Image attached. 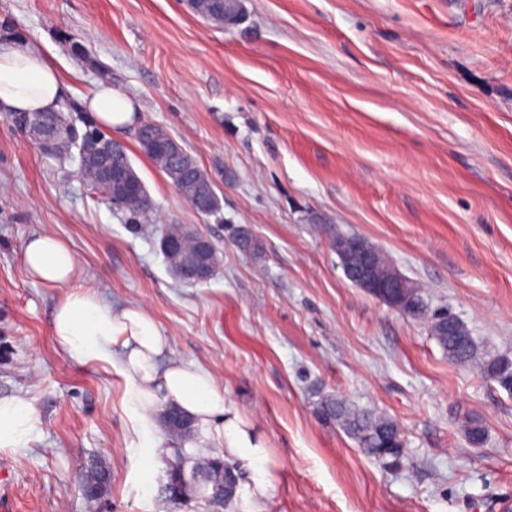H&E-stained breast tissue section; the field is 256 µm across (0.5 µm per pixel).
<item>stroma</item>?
Instances as JSON below:
<instances>
[{"instance_id":"1","label":"stroma","mask_w":512,"mask_h":512,"mask_svg":"<svg viewBox=\"0 0 512 512\" xmlns=\"http://www.w3.org/2000/svg\"><path fill=\"white\" fill-rule=\"evenodd\" d=\"M220 28L184 0H0V43L39 49L66 98L100 83L129 95L218 180L220 211L197 214L113 132L154 211L126 223L77 166L44 157L0 112V399L30 403L36 429L0 451L11 512H89L79 475L112 469L96 512H214L206 494L170 500L178 456L220 453L203 431L142 448L118 365L60 347L63 294L30 279L23 248L50 233L80 284L138 306L170 356L210 371L225 403L266 440L267 512H502L512 503V393L449 361L426 324L346 279L331 247L365 237L430 308L451 310L481 353L512 357V0H242ZM191 224L221 258L180 283L159 250ZM261 241L240 251L237 227ZM335 395L394 419L400 468L363 455L315 404ZM478 421L481 445L465 427Z\"/></svg>"}]
</instances>
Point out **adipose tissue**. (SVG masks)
Listing matches in <instances>:
<instances>
[{
    "label": "adipose tissue",
    "mask_w": 512,
    "mask_h": 512,
    "mask_svg": "<svg viewBox=\"0 0 512 512\" xmlns=\"http://www.w3.org/2000/svg\"><path fill=\"white\" fill-rule=\"evenodd\" d=\"M66 85L59 70L45 55L26 43L0 45V107L29 114L58 110ZM104 130L124 129L134 123L133 100L99 84L82 103ZM28 276L49 288L64 290L57 305L52 331L63 348L91 359L118 362L127 381L125 406L147 448L157 450L152 416L160 404L190 414L225 457L250 464L249 512H266L265 503L276 484L266 465L265 440L236 411L227 407L224 392L210 372L170 362L159 369L158 359L168 344L157 322L135 306L115 307L79 283V266L70 247L51 234L29 239L23 250ZM35 411L26 401L0 400V450L24 447L35 427Z\"/></svg>",
    "instance_id": "1"
}]
</instances>
